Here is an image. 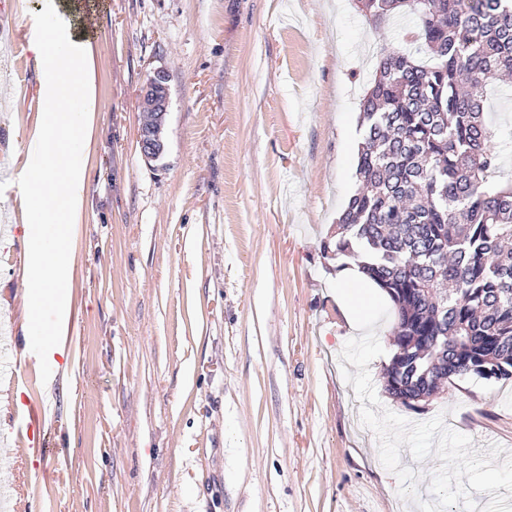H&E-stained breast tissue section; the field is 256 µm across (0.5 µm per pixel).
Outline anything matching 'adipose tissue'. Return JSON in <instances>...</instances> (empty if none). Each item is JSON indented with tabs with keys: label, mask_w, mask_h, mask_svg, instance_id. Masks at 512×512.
Here are the masks:
<instances>
[{
	"label": "adipose tissue",
	"mask_w": 512,
	"mask_h": 512,
	"mask_svg": "<svg viewBox=\"0 0 512 512\" xmlns=\"http://www.w3.org/2000/svg\"><path fill=\"white\" fill-rule=\"evenodd\" d=\"M83 8L82 0H40L28 46L40 74L39 118L30 132L40 155L37 167L22 176L20 203L45 226L37 246L40 272L31 282L42 296L55 294L70 269L83 207L72 172L94 132L93 46L80 23Z\"/></svg>",
	"instance_id": "adipose-tissue-1"
}]
</instances>
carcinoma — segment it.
Masks as SVG:
<instances>
[{"mask_svg":"<svg viewBox=\"0 0 512 512\" xmlns=\"http://www.w3.org/2000/svg\"><path fill=\"white\" fill-rule=\"evenodd\" d=\"M386 19L415 16L408 50L380 57L361 102L359 186L330 258L360 257L394 305L384 383L396 398L476 375L512 376V182L500 162L486 90L512 76V0H357Z\"/></svg>","mask_w":512,"mask_h":512,"instance_id":"carcinoma-1","label":"carcinoma"}]
</instances>
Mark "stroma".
<instances>
[{"label":"stroma","mask_w":512,"mask_h":512,"mask_svg":"<svg viewBox=\"0 0 512 512\" xmlns=\"http://www.w3.org/2000/svg\"><path fill=\"white\" fill-rule=\"evenodd\" d=\"M87 14L98 141L80 156L85 212L72 276L36 296L21 275L41 225L17 221L16 175L35 165L27 50L34 0H10L0 37V485L8 512H419L398 494L359 418L340 353L354 336L329 283L347 259L322 240L356 191L360 101L408 16L374 24L355 0H105ZM169 76L164 154L142 156L139 92ZM512 179V87L487 96ZM67 322L55 362L29 315ZM369 371L383 407L512 453V379L471 375L407 409ZM56 455L30 452L31 424Z\"/></svg>","instance_id":"obj_1"}]
</instances>
